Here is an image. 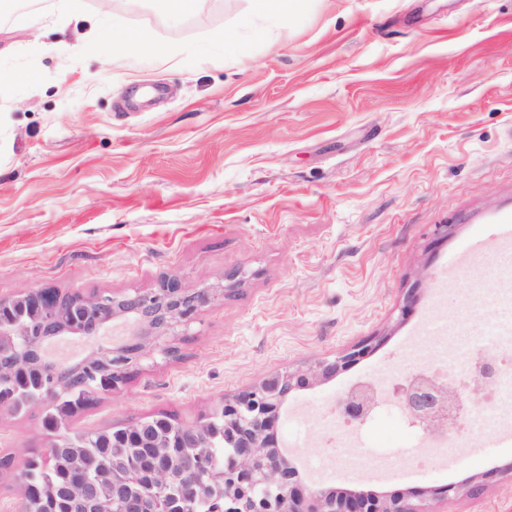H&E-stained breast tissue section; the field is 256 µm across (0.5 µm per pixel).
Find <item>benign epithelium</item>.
Wrapping results in <instances>:
<instances>
[{
  "label": "benign epithelium",
  "mask_w": 512,
  "mask_h": 512,
  "mask_svg": "<svg viewBox=\"0 0 512 512\" xmlns=\"http://www.w3.org/2000/svg\"><path fill=\"white\" fill-rule=\"evenodd\" d=\"M207 290L189 293L170 280L149 292L132 296L114 294L66 295L59 297L44 289L0 298V308L30 301L43 302L49 318L38 331L21 321L0 318V357L12 354V361L0 362V375L29 361L42 350L39 341L59 336L94 335L117 317H130L135 323L131 339L112 347H100L70 364L55 365L60 383L70 386L68 376L79 373L85 380L99 376L112 378L110 390L133 373V368L146 356L158 353L175 357L172 344L175 329L188 326L190 316L209 302ZM368 346L362 345L332 362H319L305 370H286L266 377L248 390L224 398V470L212 476L218 491L224 493V512H418L410 502L413 493L388 495L358 494L323 490H303L298 484V471L281 448L276 434L282 405L293 389H306L338 370L363 358ZM473 384L470 395L429 375H416L395 390L404 414L425 434L443 435L461 418L468 397L491 383L496 376L494 362L484 357L469 365ZM380 400L378 387L370 382L358 383L340 393L333 412L348 419L365 420ZM129 434L142 436L148 447L143 449L139 471L127 473L122 459L114 456L112 489L135 482L151 489L155 512H160V491L175 470L170 442L147 433L139 422L125 424ZM215 426L206 419L192 425L186 444L198 449L194 467L203 469L210 458L204 440L213 436ZM108 495L106 484L91 481L81 485L77 496L93 512H100L101 498Z\"/></svg>",
  "instance_id": "obj_1"
}]
</instances>
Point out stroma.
Masks as SVG:
<instances>
[{
  "mask_svg": "<svg viewBox=\"0 0 512 512\" xmlns=\"http://www.w3.org/2000/svg\"><path fill=\"white\" fill-rule=\"evenodd\" d=\"M112 8L147 52L103 60L98 0H50L0 25V297L174 279L211 299L177 358L144 359L69 429L161 414L190 425L265 377L365 343L364 358L284 403L278 437L300 483L417 489V512H512V441L478 454L491 434L472 426L474 407L425 457L394 397L350 431L328 424L347 386L414 369L413 340L495 323L480 258L452 269L448 257L512 212V0H311L288 27L253 22L251 0L179 18L154 0ZM227 30L231 45L212 43ZM129 331L117 318L46 354L74 362ZM42 415L0 411L12 461L0 512L52 442ZM351 439L365 458L354 480ZM448 483L462 487L450 501L423 493Z\"/></svg>",
  "mask_w": 512,
  "mask_h": 512,
  "instance_id": "1",
  "label": "stroma"
}]
</instances>
